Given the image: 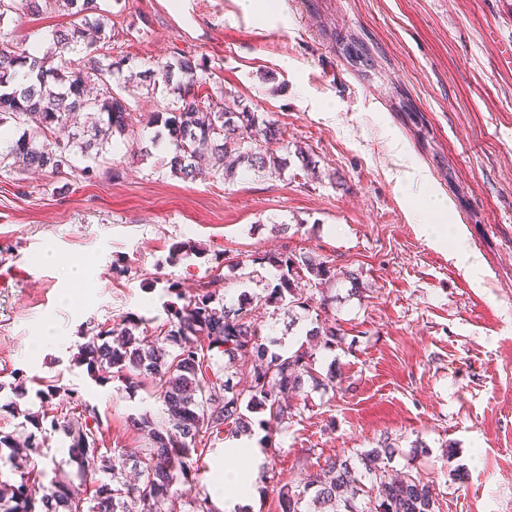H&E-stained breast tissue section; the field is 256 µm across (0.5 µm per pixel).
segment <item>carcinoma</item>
<instances>
[{"instance_id":"cac0c4a2","label":"carcinoma","mask_w":512,"mask_h":512,"mask_svg":"<svg viewBox=\"0 0 512 512\" xmlns=\"http://www.w3.org/2000/svg\"><path fill=\"white\" fill-rule=\"evenodd\" d=\"M63 4L73 23L53 29L42 49L0 45V166L19 171L37 170L52 175L69 166V154L101 151L110 143L141 156L149 154L140 131L130 122L127 97L146 89L160 94L159 108L139 123L157 128L150 139L168 144L171 172L193 181L205 174L227 177L242 169L248 173L279 177L295 156L304 169H314L309 151L294 146L269 116L242 103L238 93L221 87L204 98L205 62L180 54L171 60L139 62L123 56H96L97 44L112 39V14L97 0H45ZM28 9L40 11L39 0H0V26ZM82 127L62 145L55 129L78 117ZM13 130L21 134L9 139ZM276 141L283 154L262 144ZM280 271L279 283L265 296L241 294L227 306L219 289L207 282L187 296L168 289L176 301L169 304L168 320L152 334H135L133 319L120 329L99 330L78 345V357L92 371L112 373L132 388H146L167 411L168 426L152 427L148 417L136 422L147 430L145 448H115L108 455L98 445L88 421H98L96 409L82 404V416L73 412L54 416L50 425L70 439V462L76 479L68 476L48 484L30 480L29 472L17 471L18 480L0 481V512H176L175 499L185 496L189 512H211L209 498L193 494L202 478V456L219 435L237 437L251 427L248 413H268L262 426L280 432L292 418L291 406L282 401L286 390L301 392L306 383L336 390L342 376L330 368H316L317 355L334 351L345 340L332 316L335 297L314 294L297 287L301 274L321 285L336 279V269L311 252L281 256H257ZM260 302L287 314L297 310L315 315L321 325L310 330L312 340L293 351H270L277 339L263 334L251 316ZM224 355V374H210L213 351ZM247 388L233 383L238 370L251 361ZM0 447L11 451L39 448L33 435L19 441L0 435ZM398 453L387 440L346 459L330 458L298 484L275 486L281 512H435L434 485L407 472L388 476L383 460ZM101 463L108 480L93 478ZM138 471V480L125 479L127 468Z\"/></svg>"}]
</instances>
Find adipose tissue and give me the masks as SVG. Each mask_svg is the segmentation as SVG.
I'll list each match as a JSON object with an SVG mask.
<instances>
[{
  "mask_svg": "<svg viewBox=\"0 0 512 512\" xmlns=\"http://www.w3.org/2000/svg\"><path fill=\"white\" fill-rule=\"evenodd\" d=\"M224 459H245V470L217 468L211 483L214 502L221 512H242L247 500L256 492L258 476L266 464V452L256 437L241 436L224 448Z\"/></svg>",
  "mask_w": 512,
  "mask_h": 512,
  "instance_id": "ef3b65f1",
  "label": "adipose tissue"
}]
</instances>
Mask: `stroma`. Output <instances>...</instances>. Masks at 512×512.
I'll use <instances>...</instances> for the list:
<instances>
[{"instance_id": "obj_1", "label": "stroma", "mask_w": 512, "mask_h": 512, "mask_svg": "<svg viewBox=\"0 0 512 512\" xmlns=\"http://www.w3.org/2000/svg\"><path fill=\"white\" fill-rule=\"evenodd\" d=\"M103 2L113 56L205 59L204 91L235 88L318 167L188 182L159 146L116 179L109 147L59 177L0 168V434L86 402L100 447H145L133 421L163 425L164 404L91 375L84 337L129 316L154 330L171 286L213 279L228 304L263 294L279 272L253 256L309 251L338 271L327 287L347 341L319 366L344 388L288 394L287 429L262 437L276 466L253 512H275L273 483L387 437L400 449L389 471L414 465L439 512H512V73L496 43L512 41V0H271L261 16L237 0ZM68 21L28 13L0 42L35 47ZM410 164L428 182L407 197ZM431 194L444 215L422 208ZM437 220L460 228L479 269L425 236ZM252 315L285 349L313 326L264 305ZM69 443L48 432L33 459L43 481L70 472Z\"/></svg>"}]
</instances>
